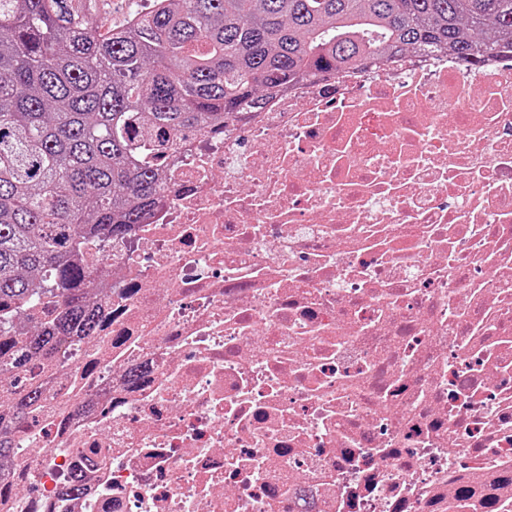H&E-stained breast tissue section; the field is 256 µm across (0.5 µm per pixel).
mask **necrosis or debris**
Masks as SVG:
<instances>
[{
    "label": "necrosis or debris",
    "mask_w": 512,
    "mask_h": 512,
    "mask_svg": "<svg viewBox=\"0 0 512 512\" xmlns=\"http://www.w3.org/2000/svg\"><path fill=\"white\" fill-rule=\"evenodd\" d=\"M160 163L79 248L100 332L22 369L0 512H512L511 62L308 81Z\"/></svg>",
    "instance_id": "obj_1"
}]
</instances>
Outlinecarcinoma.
<instances>
[{"mask_svg": "<svg viewBox=\"0 0 512 512\" xmlns=\"http://www.w3.org/2000/svg\"><path fill=\"white\" fill-rule=\"evenodd\" d=\"M95 15L93 0H0V461L43 397L20 368L105 314L76 240L123 237L162 202L134 120L174 146L388 52L512 54V0H152L119 26Z\"/></svg>", "mask_w": 512, "mask_h": 512, "instance_id": "obj_1", "label": "carcinoma"}]
</instances>
